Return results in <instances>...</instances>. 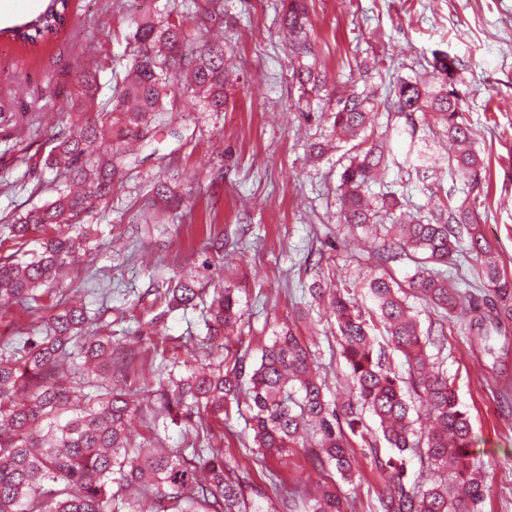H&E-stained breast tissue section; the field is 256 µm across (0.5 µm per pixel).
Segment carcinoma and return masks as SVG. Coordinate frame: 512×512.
I'll list each match as a JSON object with an SVG mask.
<instances>
[{
	"label": "carcinoma",
	"instance_id": "carcinoma-1",
	"mask_svg": "<svg viewBox=\"0 0 512 512\" xmlns=\"http://www.w3.org/2000/svg\"><path fill=\"white\" fill-rule=\"evenodd\" d=\"M70 2L48 0L35 18L3 33L35 51L67 30ZM219 7L220 0H204L190 25L180 15L156 21L126 13L133 49L119 95L102 101L97 72H81L71 112L43 163L61 182L47 187L51 198L44 204L0 224V239L22 246L30 233L56 229L31 250L0 254V300L38 314L32 335L0 351V512H142L146 497L154 512H345L334 481L321 483L317 495L299 506L276 483L255 484L251 469L300 444L319 448V467L349 483L357 470L346 427L383 475L386 492L378 512H482L484 488L469 453L470 418L448 376L433 370L427 351L433 339L422 334L406 302L413 295L445 315L458 309L455 282L429 265L450 264L464 243L486 288L469 300L470 311H482L486 354L495 355L493 337L512 323V277L477 221L487 165L464 115L455 61L446 54L433 55L432 71L397 79L387 110L404 115L405 133L414 134L419 113L433 136L448 139L453 151L446 165L462 195L450 192L422 214L396 217L403 204L395 193L370 192L392 163L387 142L371 143L367 135L381 106L375 91L329 86L309 34L306 0H288L283 12L292 77L301 94L328 92L335 102L332 132L339 141L354 142L340 174L343 223L384 230L381 262L405 256L416 263L402 284L384 270L363 284L371 309L359 305L354 285L331 291L315 283L308 289L314 298L329 297L351 398L340 404L327 398L310 347L284 326L253 365L244 354L230 368L222 360L216 366L176 360L166 365V382L153 394V418L183 420L194 438L186 449L133 448L128 422L140 405L122 381L135 354L112 346V336L96 326L98 317L65 298L48 308L39 304L42 286L90 249L91 232L80 218L98 214L112 198L113 183L125 177L130 161L124 139L144 136L167 112L198 106L224 111V47L207 40ZM175 69L184 78L180 87L170 83ZM200 294L197 280L179 275L157 299L186 308ZM241 316L233 289H213L205 313L209 339L234 340ZM388 348L404 357L410 381L392 370ZM231 401L248 411L251 443L240 461L224 459L211 434V422L224 420V404ZM364 410L377 431L360 428ZM414 411L432 421L428 433L415 428ZM381 443L389 449L385 455ZM413 456L445 470L446 478L428 486L410 478Z\"/></svg>",
	"mask_w": 512,
	"mask_h": 512
}]
</instances>
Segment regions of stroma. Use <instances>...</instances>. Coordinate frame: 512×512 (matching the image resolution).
<instances>
[{"label":"stroma","mask_w":512,"mask_h":512,"mask_svg":"<svg viewBox=\"0 0 512 512\" xmlns=\"http://www.w3.org/2000/svg\"><path fill=\"white\" fill-rule=\"evenodd\" d=\"M223 17L211 29L224 46L231 72L229 100L220 112H175L166 124L135 141L138 161L116 183L112 200L93 221L89 258L54 283L48 302L74 294L113 340L134 348L128 376L135 399L157 387L163 357L209 363L217 350L196 309L168 308L155 292L191 272L211 288L214 258L209 236L223 238L229 281L244 313L231 350L247 349L256 362L283 325L310 344L329 397L349 391L340 355L312 283H361L373 276L374 238L339 221V151L318 157L310 143L331 133L327 99L308 94L310 116L296 110L288 41L282 33V0H221ZM319 63L329 79L388 94L433 52L457 62L462 107L488 166L489 188L476 209L484 236L494 243L512 276V0H307ZM127 24L112 0H72L66 35L32 54L0 38V218L44 201L41 182L50 171L38 160L52 136L81 67L94 60L102 81L122 75L130 57ZM183 199V217L172 223L164 206L150 207L156 179ZM386 181L403 193L409 209L429 207L456 187L449 172L427 179ZM211 228H204V220ZM422 330L444 331L431 354L453 382L473 428L470 452L485 472L483 512H512V325L495 340V356L473 342L468 322L443 318L409 298ZM154 321V336H138V323ZM358 473L342 485L347 512H375L384 482L369 451L355 447ZM257 483L275 479L289 491L315 495L321 479L308 449L270 457L252 472Z\"/></svg>","instance_id":"1"}]
</instances>
